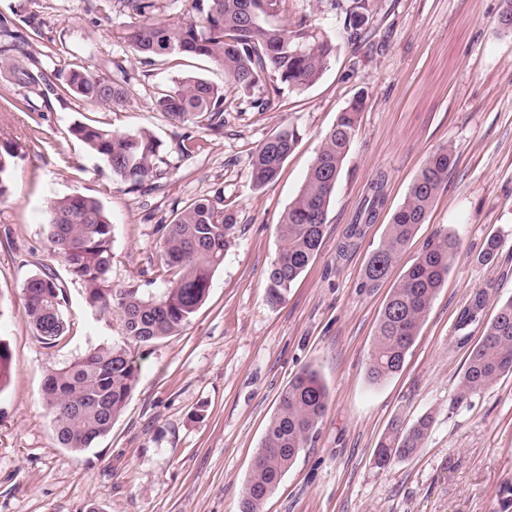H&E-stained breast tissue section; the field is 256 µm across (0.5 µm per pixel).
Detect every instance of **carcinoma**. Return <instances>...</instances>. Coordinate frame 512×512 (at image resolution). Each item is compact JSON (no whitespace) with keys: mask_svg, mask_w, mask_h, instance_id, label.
Returning <instances> with one entry per match:
<instances>
[{"mask_svg":"<svg viewBox=\"0 0 512 512\" xmlns=\"http://www.w3.org/2000/svg\"><path fill=\"white\" fill-rule=\"evenodd\" d=\"M288 0H193L196 16L170 24L149 16L150 0H127L142 20L121 36L131 52L147 59L193 54L210 59L224 70L225 86L198 77L172 81L155 101L156 111L171 122L191 123L213 134L224 128V113L247 104L262 112L283 90L302 91L315 84L327 69L334 45L304 17L280 22ZM353 38L367 29L369 0L337 2ZM20 85H36L43 73L22 60L11 65ZM62 92L105 107L123 103L122 82L88 68L69 69ZM362 99L339 113L324 136L305 183L279 224L282 242L267 274L266 294L272 303L283 300L288 289L316 257L323 245V226L338 175L355 135ZM71 134L96 155L112 177L132 191L153 189L159 161V143L147 130L114 132L79 122ZM299 140L294 127L285 128L262 143L252 156V181L262 188L274 182ZM17 150L0 149V198L10 192ZM452 149L441 146L425 160L403 204L394 212L384 238L369 257L363 288L383 283L401 253L411 244L418 226L425 223L438 193L448 180ZM383 203L381 187L367 200L361 222L350 225L348 238L361 235ZM47 240L66 267L70 279L83 288L88 309L101 314L117 306L123 312L127 339L152 344L178 334L189 325L205 302L214 271L232 243L233 215L224 213V193L201 198L177 212L162 231V272L167 285L151 295L131 284L112 287V224L99 200L82 194L66 195L48 207ZM458 252V240L445 233L428 239L402 279L394 285L380 313L367 364L368 381L380 385L397 374L414 344L431 303L448 276ZM24 311L39 343L50 349L74 325L67 289L57 271L44 265L23 286ZM472 306L461 309L454 323V340L469 347L466 368L453 403L461 405L475 394L512 373V298L500 303L471 344ZM13 357L0 340V388L11 376ZM139 376L126 347L104 341L67 365L47 373L42 400L52 415L57 444L72 451L92 447L112 430ZM329 401L319 373L305 369L282 392L261 447L254 457L241 499L240 512H257L317 432ZM432 417L412 424L394 418L375 449V464L385 468L415 455L424 447Z\"/></svg>","mask_w":512,"mask_h":512,"instance_id":"cac0c4a2","label":"carcinoma"}]
</instances>
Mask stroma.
<instances>
[{
	"instance_id": "stroma-1",
	"label": "stroma",
	"mask_w": 512,
	"mask_h": 512,
	"mask_svg": "<svg viewBox=\"0 0 512 512\" xmlns=\"http://www.w3.org/2000/svg\"><path fill=\"white\" fill-rule=\"evenodd\" d=\"M365 36L351 40L335 0H288L289 12L335 45L322 77L284 92L265 111L224 115V132L175 124L155 110L173 78L214 85L224 72L192 56H133L119 30L136 23L125 0L101 12L97 0H0V18L28 39L29 67L45 80L16 84L0 62V147L19 153L0 199V339L14 370L0 389V512H240L242 490L279 396L291 378L317 370L329 388L327 410L260 512H501L512 484V375L468 403L452 402L467 349L452 340L460 310L488 289L484 318L512 297V34L496 23L502 0H370ZM122 75L123 105L107 108L61 94L62 63ZM364 107L338 176L325 244L278 304L266 275L280 249L283 213L298 195L325 133L355 96ZM27 108L12 107L15 99ZM84 121L119 132L149 130L163 158L154 191L132 192L74 139ZM300 133L277 179L256 188L251 155L287 127ZM203 151L180 153L182 140ZM450 146L454 161L414 243L386 282L361 285L364 267L426 157ZM383 178L385 202L358 244L337 248ZM223 192L235 233L190 325L132 346L139 380L112 431L94 448L59 447L41 399L49 370L103 340L124 343L120 311L99 318L81 286L68 296L77 327L43 348L24 315L22 287L42 266H57L44 224L50 200L72 193L99 199L112 223L113 287L165 286L160 225L185 204ZM448 232L460 250L437 292L402 370L371 385L366 367L393 284L417 247ZM494 263L478 255L491 235ZM432 415L421 450L378 468L374 451L394 417Z\"/></svg>"
}]
</instances>
